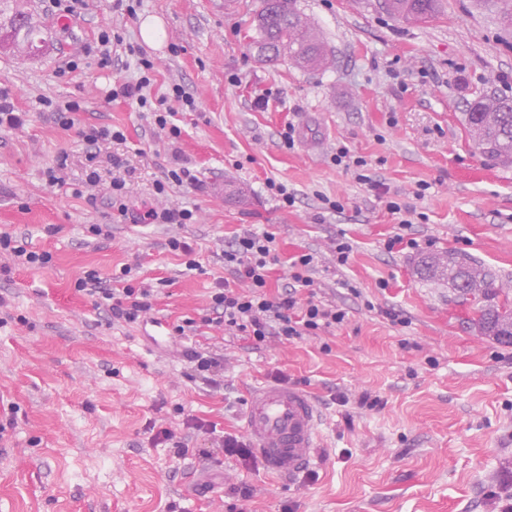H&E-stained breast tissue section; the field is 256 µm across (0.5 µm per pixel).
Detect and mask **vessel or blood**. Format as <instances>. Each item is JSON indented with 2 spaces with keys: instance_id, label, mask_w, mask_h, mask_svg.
I'll return each mask as SVG.
<instances>
[{
  "instance_id": "obj_1",
  "label": "vessel or blood",
  "mask_w": 512,
  "mask_h": 512,
  "mask_svg": "<svg viewBox=\"0 0 512 512\" xmlns=\"http://www.w3.org/2000/svg\"><path fill=\"white\" fill-rule=\"evenodd\" d=\"M244 432L267 471L295 478L320 448L319 411L305 389L286 383L255 387L243 413Z\"/></svg>"
}]
</instances>
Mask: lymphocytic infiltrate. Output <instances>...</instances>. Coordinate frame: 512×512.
I'll list each match as a JSON object with an SVG mask.
<instances>
[{"instance_id": "lymphocytic-infiltrate-1", "label": "lymphocytic infiltrate", "mask_w": 512, "mask_h": 512, "mask_svg": "<svg viewBox=\"0 0 512 512\" xmlns=\"http://www.w3.org/2000/svg\"><path fill=\"white\" fill-rule=\"evenodd\" d=\"M138 77L112 89L110 99L121 98L148 112L158 130L169 138L181 135L174 124L175 105L194 107V98L181 86H173L171 98L149 99L145 90L151 84L155 64L145 53L136 59ZM272 234L246 232L238 236L224 251L227 278L217 280L211 295V311L216 325L232 336H244L262 343L273 337L290 342L318 331L341 325L346 319L344 310L317 301L314 281L309 276L314 257L303 253L291 263V283L275 298L266 288L272 265L277 257ZM79 290L97 298V307L107 309L113 317L126 323L143 320L152 308L150 288L102 287L95 271H87L77 282Z\"/></svg>"}]
</instances>
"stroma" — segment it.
Instances as JSON below:
<instances>
[{
  "label": "stroma",
  "mask_w": 512,
  "mask_h": 512,
  "mask_svg": "<svg viewBox=\"0 0 512 512\" xmlns=\"http://www.w3.org/2000/svg\"><path fill=\"white\" fill-rule=\"evenodd\" d=\"M48 40L41 54L0 53V92L24 123L0 130V234L47 251L45 267L0 258V512H504L512 505V345L470 325L476 302L443 280L416 274L421 254L453 251L499 275L512 297V165L490 161L470 138L466 103L483 92L512 97V38L469 0H443L423 25L390 17L381 0H294L333 55L326 69L261 63L253 48L256 0H142L136 17L113 0L80 13L25 0ZM158 18V43L141 25ZM112 27L156 63L152 97L181 84L195 111H178V141L129 102L106 101L136 78L134 57L89 63L57 77L75 46ZM79 100L73 125L45 100ZM296 129L294 149L280 133ZM124 131L123 143L87 145L89 127ZM370 164L373 179L411 204L400 228L375 190L336 168L337 145ZM66 157L64 187L46 175ZM182 164L197 186L158 198L165 168ZM98 183L80 186L89 172ZM125 182L121 202L112 181ZM296 195L282 207L265 183ZM424 198H413L420 183ZM339 201L320 207V196ZM126 204L120 216L118 204ZM179 205L192 224H143L134 214ZM99 224L103 236L89 233ZM248 230L275 238L270 294L289 262L314 256L317 298L342 308V326L303 340L260 345L204 325L226 275L224 245ZM404 241L387 248V240ZM186 240L200 263L166 247ZM352 247L340 266L331 243ZM416 247H409L408 239ZM131 267V285L154 288L145 321L128 324L76 288L89 270L104 287ZM198 320L194 336L175 325ZM216 354L224 386L192 379L185 351ZM283 372L320 411L315 480L250 470L226 457L221 435L242 434L251 389ZM215 426L189 429L186 415ZM185 439L176 459L148 425ZM249 486L242 501L235 487Z\"/></svg>",
  "instance_id": "stroma-1"
}]
</instances>
